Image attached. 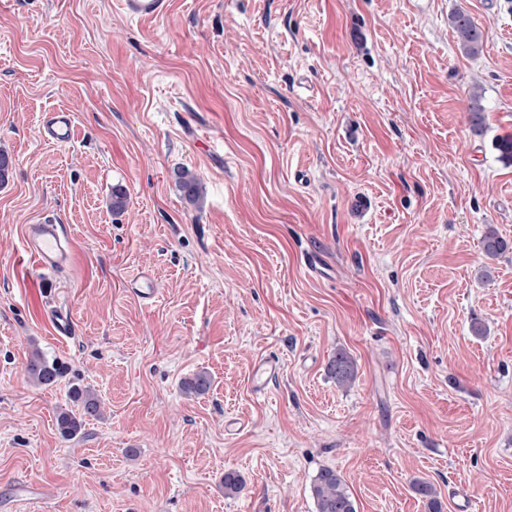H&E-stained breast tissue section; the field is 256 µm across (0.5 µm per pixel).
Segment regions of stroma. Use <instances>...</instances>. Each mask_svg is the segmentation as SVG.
I'll use <instances>...</instances> for the list:
<instances>
[{
  "label": "stroma",
  "mask_w": 512,
  "mask_h": 512,
  "mask_svg": "<svg viewBox=\"0 0 512 512\" xmlns=\"http://www.w3.org/2000/svg\"><path fill=\"white\" fill-rule=\"evenodd\" d=\"M61 108L66 146L41 136ZM505 135L512 0H170L156 20L0 0V512H316L324 468L357 512H426L415 479L443 512H512V252L481 245L512 239ZM43 219L70 234L63 271L26 251ZM143 269L150 306L127 287ZM35 348L64 367L50 386L26 377ZM199 372L209 390L185 393ZM75 386L104 415L66 438ZM451 24L464 51L472 56L478 55L483 48L484 34L470 17L458 12L452 16ZM175 176L176 185L183 197L191 204H198L204 195L201 181L186 168L178 170ZM327 373L334 379L336 385L345 387L353 383L357 375L354 358L345 350H336L327 363Z\"/></svg>",
  "instance_id": "1"
}]
</instances>
